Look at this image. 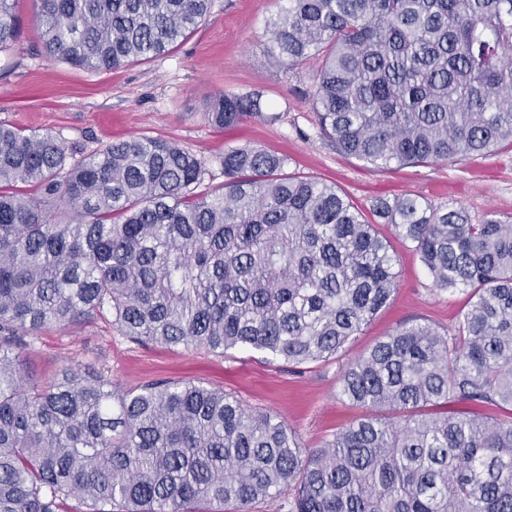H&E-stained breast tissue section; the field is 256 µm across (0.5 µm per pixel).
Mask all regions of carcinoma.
<instances>
[{
    "mask_svg": "<svg viewBox=\"0 0 512 512\" xmlns=\"http://www.w3.org/2000/svg\"><path fill=\"white\" fill-rule=\"evenodd\" d=\"M0 0V53L20 41ZM267 58L319 60L321 135L374 169L512 147V0H281ZM51 61L114 70L183 42L211 0H39ZM265 112L222 93L208 120ZM288 158L231 147L224 184L177 143L133 137L84 152L0 124V512H512V221L472 223L416 197L375 212L433 285L465 291L457 324L395 328L345 368L367 410L318 448L277 416L195 382L118 392L101 369L23 375L17 347L109 315L136 343L236 347L291 366L336 357L397 283L387 241L336 186ZM452 402L502 411H448Z\"/></svg>",
    "mask_w": 512,
    "mask_h": 512,
    "instance_id": "obj_1",
    "label": "carcinoma"
}]
</instances>
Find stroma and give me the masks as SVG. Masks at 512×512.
<instances>
[{
  "mask_svg": "<svg viewBox=\"0 0 512 512\" xmlns=\"http://www.w3.org/2000/svg\"><path fill=\"white\" fill-rule=\"evenodd\" d=\"M280 5V0H212L206 20L168 53L116 70L89 71L40 55L36 0H19L22 38L17 48L0 54V122L62 135L87 152L131 136L165 138L204 161L208 187L223 183L220 161L228 148L254 146L287 156V172L336 185L389 242L397 258V288L390 301L336 358L299 368L249 348L220 354L139 345L110 319L95 317L65 330L46 328L28 339L20 356L30 381H48L73 363L107 367L123 390L161 380L200 382L271 412L303 447L316 448L357 415L337 394L348 363L399 325L425 322L446 329L465 308L467 293L435 288L415 252L376 217L374 207L383 199L411 195L463 207L475 222L491 211L512 218V148L391 170L370 169L338 154L320 134L305 97L317 60L285 71L264 56L266 22ZM224 92L261 93L269 118L215 129L207 112Z\"/></svg>",
  "mask_w": 512,
  "mask_h": 512,
  "instance_id": "35a3bbf8",
  "label": "stroma"
}]
</instances>
